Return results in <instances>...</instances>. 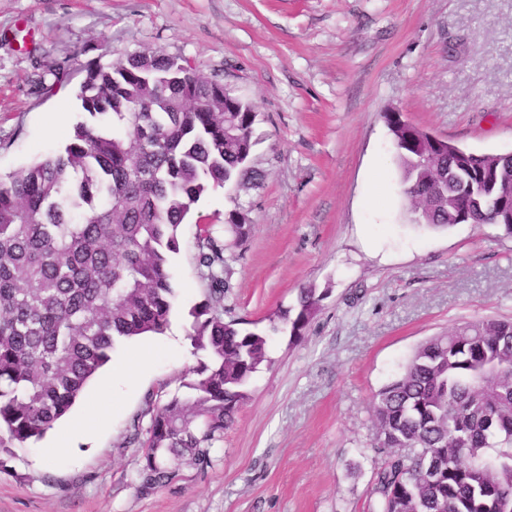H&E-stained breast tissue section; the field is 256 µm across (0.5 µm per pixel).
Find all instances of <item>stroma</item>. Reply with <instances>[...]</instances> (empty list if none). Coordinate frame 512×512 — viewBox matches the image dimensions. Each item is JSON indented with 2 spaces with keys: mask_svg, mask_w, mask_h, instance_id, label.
Here are the masks:
<instances>
[{
  "mask_svg": "<svg viewBox=\"0 0 512 512\" xmlns=\"http://www.w3.org/2000/svg\"><path fill=\"white\" fill-rule=\"evenodd\" d=\"M144 49L184 57L259 114L255 184L234 199L213 189L194 210L226 244L225 320L268 328L308 287L321 310L300 339L271 335L209 463L143 489L151 412L202 360L185 338L204 287L196 227L182 225L170 266L181 344L117 346L46 437L0 468V512H373L375 393L430 336L512 318V237L411 223L383 115L512 152V0H0V176L84 121L87 66ZM61 60L69 82L37 92ZM234 209L251 226L240 248L224 232Z\"/></svg>",
  "mask_w": 512,
  "mask_h": 512,
  "instance_id": "1",
  "label": "stroma"
}]
</instances>
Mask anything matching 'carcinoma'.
<instances>
[{
	"mask_svg": "<svg viewBox=\"0 0 512 512\" xmlns=\"http://www.w3.org/2000/svg\"><path fill=\"white\" fill-rule=\"evenodd\" d=\"M49 65L37 86L62 81ZM77 99L88 120L64 149L0 179V454L37 441L111 360L116 344L163 334L175 306L169 272L180 227L211 189L243 188L258 112L180 56L145 50L85 70ZM402 171L409 220L434 228L484 224L495 203L471 185L469 160L398 110L384 113ZM487 178L512 180V154H486ZM234 243L250 225L227 219ZM204 299L191 308L187 338L207 361L151 415L141 486L161 488L179 463L204 466L249 398L267 361L268 334L224 321L232 271L224 240L196 221ZM316 289L276 319L299 339L319 311ZM375 512H504L512 506V320L459 323L422 342L400 374L374 395ZM500 447L497 462L486 450ZM438 466L430 478L406 452Z\"/></svg>",
	"mask_w": 512,
	"mask_h": 512,
	"instance_id": "cac0c4a2",
	"label": "carcinoma"
}]
</instances>
